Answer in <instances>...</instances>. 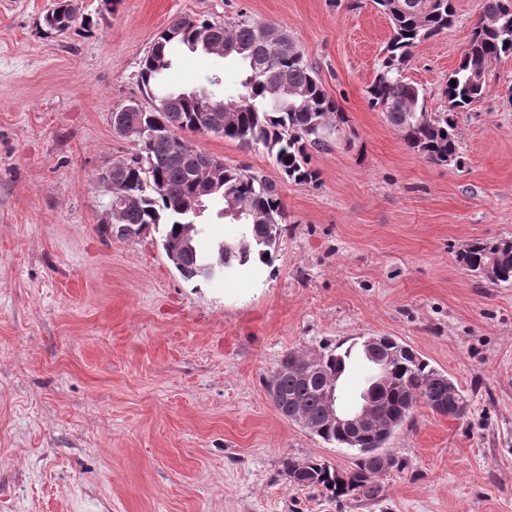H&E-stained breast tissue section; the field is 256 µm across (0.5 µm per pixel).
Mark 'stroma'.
<instances>
[{"label": "stroma", "instance_id": "35a3bbf8", "mask_svg": "<svg viewBox=\"0 0 512 512\" xmlns=\"http://www.w3.org/2000/svg\"><path fill=\"white\" fill-rule=\"evenodd\" d=\"M483 0L413 50L403 74L447 107ZM52 0H0V512H512V287L466 271L475 239L512 238V57L457 116L461 167L432 163L369 103L389 19L372 0H82L87 28L47 33ZM290 34L344 112L284 178L263 148L193 146L275 182L287 213L273 264L182 279L157 232L102 237L97 174L137 149L112 114L173 17ZM243 64L179 48L167 75L200 89ZM393 336L445 371L463 417L415 408L388 444L379 499L289 478L288 458L340 472L355 454L283 418L265 386L287 352Z\"/></svg>", "mask_w": 512, "mask_h": 512}]
</instances>
